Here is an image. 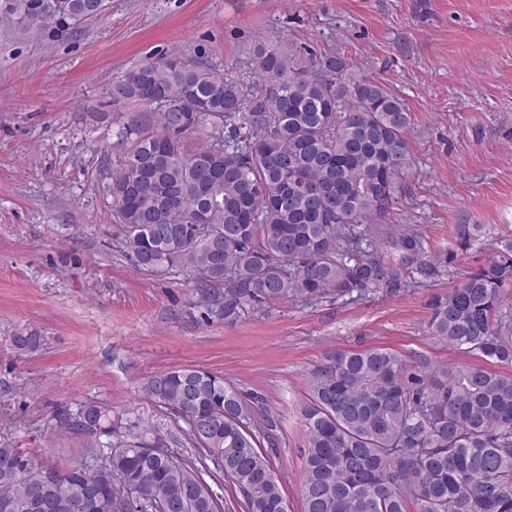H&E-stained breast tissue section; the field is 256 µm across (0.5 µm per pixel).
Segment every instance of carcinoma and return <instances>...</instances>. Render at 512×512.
<instances>
[{"label":"carcinoma","mask_w":512,"mask_h":512,"mask_svg":"<svg viewBox=\"0 0 512 512\" xmlns=\"http://www.w3.org/2000/svg\"><path fill=\"white\" fill-rule=\"evenodd\" d=\"M96 17L108 0H62L47 15L16 0L6 21L27 26ZM258 81L246 86L205 63L163 57L124 73L113 94L153 105L115 132L125 159L110 174L123 248L154 272L180 267L224 320L288 299L394 293L414 263L429 276L469 248L427 260L423 238L395 233L394 256L373 249L398 183L411 167V112L387 87L339 56L314 63L289 45L253 48ZM206 144L186 150L183 134ZM222 238L212 246L201 232ZM512 239L431 304L434 335L482 360L435 367L386 348L331 353L310 375L303 426V512H512ZM144 394L189 427L218 460L247 512H281L271 457L250 429L251 407L224 377L190 366L159 371ZM62 424L118 439L100 465L38 462L0 445V503L39 497L49 512H221L201 471L159 440L123 439L112 410L85 404Z\"/></svg>","instance_id":"cac0c4a2"}]
</instances>
